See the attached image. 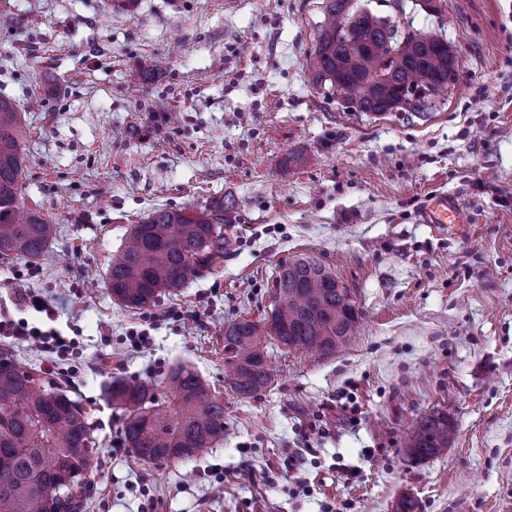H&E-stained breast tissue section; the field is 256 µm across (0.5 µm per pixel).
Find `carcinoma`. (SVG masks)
<instances>
[{
  "label": "carcinoma",
  "mask_w": 512,
  "mask_h": 512,
  "mask_svg": "<svg viewBox=\"0 0 512 512\" xmlns=\"http://www.w3.org/2000/svg\"><path fill=\"white\" fill-rule=\"evenodd\" d=\"M311 67L317 83L363 95L357 112L381 113L404 99L403 111L423 112L448 88V44L412 38L375 17L362 15L347 37L350 0H327ZM25 128L19 109L0 97V256L35 259L55 235V225L21 205ZM231 202L203 212L159 208L133 225L129 242L109 269L112 297L143 308L178 289L224 258V224ZM271 316L224 326V368L231 390L250 399L271 383L266 351L271 339L293 349L330 356L350 339L359 310L347 288L321 260L296 255L279 265ZM108 398L124 413L126 446L147 464L178 463L204 455L224 439V403L195 371L177 366L150 383L116 378ZM455 427L448 414L421 417L407 453L427 459L448 447ZM97 438L87 412L34 372L0 361V512H47L49 496L64 502L84 484Z\"/></svg>",
  "instance_id": "1"
}]
</instances>
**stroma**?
<instances>
[{
	"instance_id": "1",
	"label": "stroma",
	"mask_w": 512,
	"mask_h": 512,
	"mask_svg": "<svg viewBox=\"0 0 512 512\" xmlns=\"http://www.w3.org/2000/svg\"><path fill=\"white\" fill-rule=\"evenodd\" d=\"M353 3L448 43L458 83L420 113L350 111L310 69L326 0H0L22 195L56 226L40 258L0 260V317H26L33 293L73 341L51 371L29 344L0 337V354L88 411L79 512H512V0ZM439 191L456 230L423 221ZM221 198L239 203L221 266L141 309L112 297L133 224ZM299 254L350 289L357 334L327 357L268 344L270 386L238 397L224 327L268 315ZM177 365L221 396L224 440L146 464L107 387ZM433 410L453 439L413 459L406 436Z\"/></svg>"
}]
</instances>
